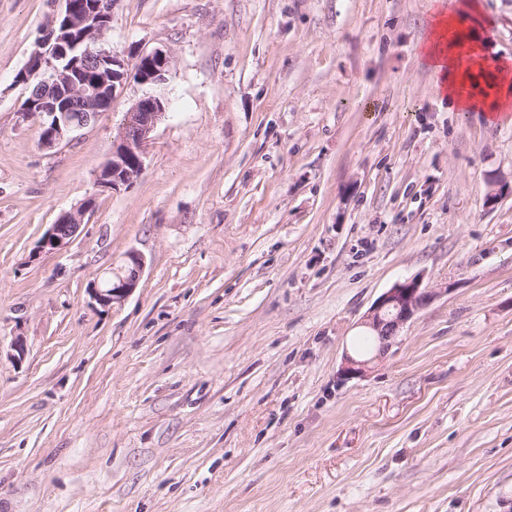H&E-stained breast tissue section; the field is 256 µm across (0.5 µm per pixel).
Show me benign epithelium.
<instances>
[{
	"instance_id": "benign-epithelium-1",
	"label": "benign epithelium",
	"mask_w": 512,
	"mask_h": 512,
	"mask_svg": "<svg viewBox=\"0 0 512 512\" xmlns=\"http://www.w3.org/2000/svg\"><path fill=\"white\" fill-rule=\"evenodd\" d=\"M63 9L44 28L36 49L15 82L37 84L41 96L22 103L20 114L27 118L40 113L43 122L42 141L52 147L74 132L89 126L101 111L112 106V100L128 75H133L146 88L145 94L129 109L134 120H125L112 140V154L96 179V186L117 191L130 186L144 170V145L166 112L165 84L170 56L162 49L137 51L130 58L116 55L106 46L107 21L112 5L94 0L83 6L75 0H60ZM69 31L80 32L71 42ZM75 45L82 65L66 63L68 48ZM90 201L64 214L52 225L40 248L50 251L64 247L77 233L90 212ZM129 268H120L114 277L92 288L93 299L101 306L123 301L137 287L145 266L144 257L130 252L125 257ZM434 297L413 278L394 285L382 294L363 320L368 335L374 339L372 352L359 357L347 353L342 372L350 377L363 375L382 359L415 314Z\"/></svg>"
}]
</instances>
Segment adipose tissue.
Masks as SVG:
<instances>
[{"mask_svg": "<svg viewBox=\"0 0 512 512\" xmlns=\"http://www.w3.org/2000/svg\"><path fill=\"white\" fill-rule=\"evenodd\" d=\"M477 9L475 0H464L460 9L439 17L428 57L439 76L437 90L449 106L460 112L483 113L492 123L512 110V65L489 59L472 29L466 27V20ZM483 75L491 79L486 90L476 84Z\"/></svg>", "mask_w": 512, "mask_h": 512, "instance_id": "obj_1", "label": "adipose tissue"}]
</instances>
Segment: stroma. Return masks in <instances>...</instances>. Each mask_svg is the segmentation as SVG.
I'll list each match as a JSON object with an SVG mask.
<instances>
[{"label": "stroma", "mask_w": 512, "mask_h": 512, "mask_svg": "<svg viewBox=\"0 0 512 512\" xmlns=\"http://www.w3.org/2000/svg\"><path fill=\"white\" fill-rule=\"evenodd\" d=\"M478 2L512 61V0ZM457 4L116 0L113 51L171 63L142 174L103 191L143 87L44 147L15 76L59 6L0 0V512H512V111L438 95ZM411 278L434 300L344 376ZM91 202L85 200L79 207L64 214L57 222L52 224L50 230L42 240L40 248L49 251L58 250L64 247L77 233L84 222L85 216L90 212ZM124 261L130 266L127 271L121 267L114 272L115 277H112L111 280L92 288L93 299L99 305L106 307L119 303L137 287L145 266L144 257L140 253L130 252Z\"/></svg>", "instance_id": "stroma-1"}]
</instances>
